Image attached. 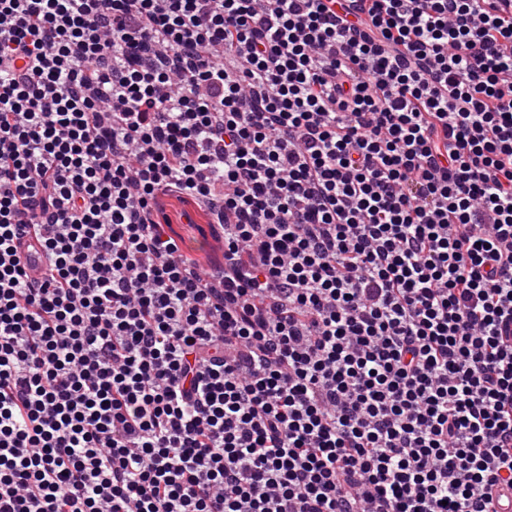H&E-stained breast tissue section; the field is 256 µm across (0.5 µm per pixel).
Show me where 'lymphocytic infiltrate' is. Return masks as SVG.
Segmentation results:
<instances>
[{
    "label": "lymphocytic infiltrate",
    "mask_w": 512,
    "mask_h": 512,
    "mask_svg": "<svg viewBox=\"0 0 512 512\" xmlns=\"http://www.w3.org/2000/svg\"><path fill=\"white\" fill-rule=\"evenodd\" d=\"M511 502L512 0H0V512ZM182 211L191 213L198 224L196 227H188L183 219L179 218ZM166 212L172 221L174 233L183 238L182 248L192 255L206 259L216 255L218 244L212 237L211 227L208 224L204 212L190 198L185 200L173 199L168 202Z\"/></svg>",
    "instance_id": "lymphocytic-infiltrate-1"
}]
</instances>
